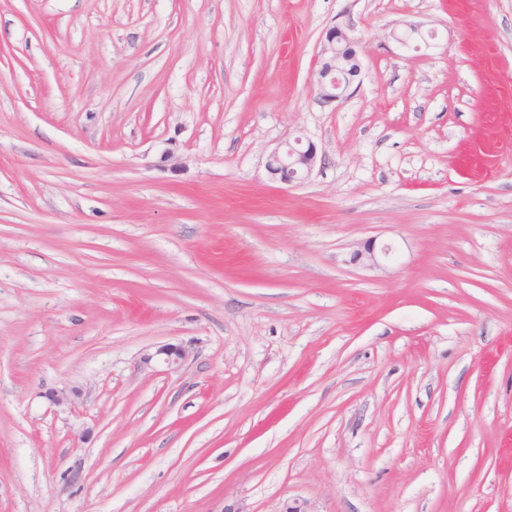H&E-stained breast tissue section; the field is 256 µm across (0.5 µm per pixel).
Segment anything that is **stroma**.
I'll use <instances>...</instances> for the list:
<instances>
[{"label":"stroma","mask_w":512,"mask_h":512,"mask_svg":"<svg viewBox=\"0 0 512 512\" xmlns=\"http://www.w3.org/2000/svg\"><path fill=\"white\" fill-rule=\"evenodd\" d=\"M233 504L512 512V0H0V512ZM350 25H336L325 36L323 54L327 56L321 63L318 79V100L322 103L335 102L342 98L354 77L359 73L354 40ZM318 164L315 145L308 142L304 146L299 138L295 145L288 142L277 148L267 157L265 168L273 181L290 185L307 179ZM389 255V248L384 247L377 252L375 243L369 241L365 243L361 249L356 250L351 256L353 264L368 266V267H381V261ZM191 355V351L184 345L165 344L158 348L154 354H147L144 363L148 364L154 357L161 356L162 362L169 370L180 368Z\"/></svg>","instance_id":"stroma-1"}]
</instances>
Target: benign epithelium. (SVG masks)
Returning a JSON list of instances; mask_svg holds the SVG:
<instances>
[{
	"label": "benign epithelium",
	"instance_id": "obj_1",
	"mask_svg": "<svg viewBox=\"0 0 512 512\" xmlns=\"http://www.w3.org/2000/svg\"><path fill=\"white\" fill-rule=\"evenodd\" d=\"M326 46L323 53L326 57L321 63L318 79V100L331 103L342 98L354 77L359 73L356 52L353 49L354 40L351 36V26L336 25L330 28L325 36ZM318 164V155L313 143H285L267 157L265 168L269 177L281 184L290 185L308 178ZM389 255V248L376 250L375 243L370 241L356 250L351 256V262L368 267H379L381 261ZM191 355L184 345L165 344L155 353L144 357V363H149L155 357H161L162 362L170 370L180 368ZM50 401L58 407L76 408L83 401V391L79 387L54 392Z\"/></svg>",
	"mask_w": 512,
	"mask_h": 512
}]
</instances>
